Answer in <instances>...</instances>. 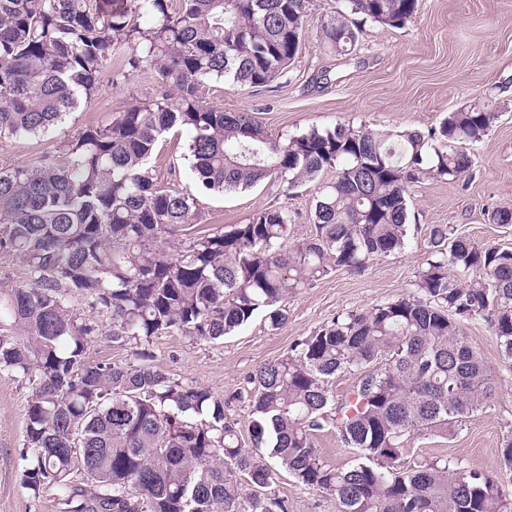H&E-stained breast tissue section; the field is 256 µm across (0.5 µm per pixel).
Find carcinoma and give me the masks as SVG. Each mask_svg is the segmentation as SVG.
Returning <instances> with one entry per match:
<instances>
[{
  "label": "carcinoma",
  "mask_w": 512,
  "mask_h": 512,
  "mask_svg": "<svg viewBox=\"0 0 512 512\" xmlns=\"http://www.w3.org/2000/svg\"><path fill=\"white\" fill-rule=\"evenodd\" d=\"M344 2L317 30L340 54L354 50L360 25L399 28L419 10V0ZM183 3L174 16L168 0H136L143 28L114 0H0V135L54 132L122 43L135 49L112 83L153 69L179 92L79 131L65 166H0V258L19 266V281L0 287V373L31 387L23 486L54 491L64 512H288L266 492L283 470L336 512H508L512 433L494 475L407 458L417 440L453 438L493 405L499 383L464 325L486 322L512 367V249L433 226L414 291L336 315L249 376L250 449L224 400L152 362L148 347L163 334L219 340L262 309L280 329L288 294L408 248L409 187L467 176L469 146L495 119L471 105L426 133L337 125L274 138L249 112L205 104L201 89L226 77L244 88L274 81L298 54L315 0ZM175 127L190 133L192 192L158 187L148 168ZM328 168L336 180L315 200L309 236L289 247L286 206L190 233L198 192L272 177L290 190ZM459 271L469 279L455 281ZM103 335L133 360H88ZM341 373L356 384L338 401L330 387ZM327 427L352 450L349 466L319 455Z\"/></svg>",
  "instance_id": "obj_1"
}]
</instances>
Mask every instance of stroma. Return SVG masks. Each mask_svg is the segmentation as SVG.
I'll return each instance as SVG.
<instances>
[{
  "label": "stroma",
  "instance_id": "1",
  "mask_svg": "<svg viewBox=\"0 0 512 512\" xmlns=\"http://www.w3.org/2000/svg\"><path fill=\"white\" fill-rule=\"evenodd\" d=\"M343 6V0H318L301 50L283 77L252 89L213 81L203 91L204 101L230 112L253 113L269 134L284 139L340 123L361 130L425 131L437 127L448 113L474 104L494 110L497 119L488 135L470 148L469 177L455 182L426 179L409 187L408 210L415 226L410 248L373 260L361 273L332 271L289 294L284 301L288 322L280 329H271L259 314L220 341L195 343L178 333L154 339L149 347L154 363L223 398L227 421L244 438L249 435L250 374L260 364L285 355L297 339L337 314L366 310L410 293L433 225L452 224L476 242L512 248V224L491 219L498 207L512 205V0H421L417 14L402 27L365 24L349 55L323 48L316 36L320 17ZM132 51L129 44L113 48L110 72L101 77L98 92L53 134L0 137V161L25 166L46 158L65 165L68 138L110 122L139 101L174 94V87L161 84L151 70L112 83V73L123 69ZM188 140L182 129L160 138L149 163L159 186L189 188ZM335 177L330 168L289 191L268 179L247 190L200 194L196 229L213 233L227 224L247 223L266 208L285 205L293 216L290 238L301 240L313 222L315 197ZM465 331L499 380L496 402L468 418L456 437L421 439L417 448L428 459L446 457L470 469L496 473L502 438L512 429V369L503 363L497 339L485 322H471ZM29 395L25 381L0 373V512H63L53 492L35 498L21 483ZM270 490L285 500L288 512H336L333 500L286 473L276 476Z\"/></svg>",
  "mask_w": 512,
  "mask_h": 512
}]
</instances>
